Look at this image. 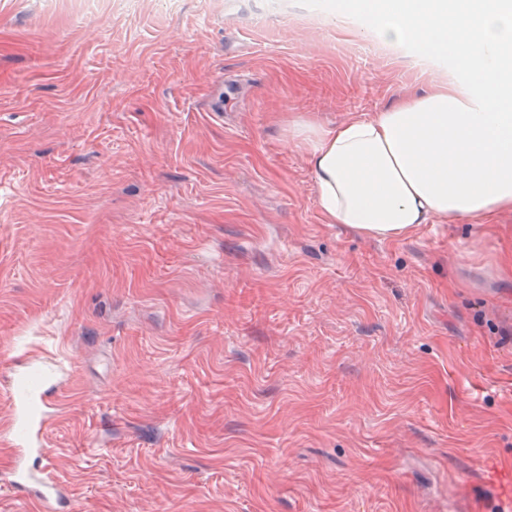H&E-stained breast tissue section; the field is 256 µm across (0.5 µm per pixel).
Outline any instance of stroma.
Returning <instances> with one entry per match:
<instances>
[{
    "label": "stroma",
    "instance_id": "obj_1",
    "mask_svg": "<svg viewBox=\"0 0 512 512\" xmlns=\"http://www.w3.org/2000/svg\"><path fill=\"white\" fill-rule=\"evenodd\" d=\"M323 6L0 0V473L31 364L73 512H460L512 454V211L326 222L289 120L428 75Z\"/></svg>",
    "mask_w": 512,
    "mask_h": 512
}]
</instances>
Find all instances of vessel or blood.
<instances>
[{
	"mask_svg": "<svg viewBox=\"0 0 512 512\" xmlns=\"http://www.w3.org/2000/svg\"><path fill=\"white\" fill-rule=\"evenodd\" d=\"M57 375L45 365L29 369L8 389L13 417L8 443L17 451L16 460L0 486L23 498L38 502L44 512H69L71 505L61 484L51 477L45 448L46 409L56 387ZM484 482L491 490L512 491V458L498 459Z\"/></svg>",
	"mask_w": 512,
	"mask_h": 512,
	"instance_id": "b4317fda",
	"label": "vessel or blood"
}]
</instances>
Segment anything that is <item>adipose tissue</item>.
<instances>
[{"mask_svg":"<svg viewBox=\"0 0 512 512\" xmlns=\"http://www.w3.org/2000/svg\"><path fill=\"white\" fill-rule=\"evenodd\" d=\"M389 45L448 58L447 78L337 125L293 119L321 211L377 239L512 209V0H343Z\"/></svg>","mask_w":512,"mask_h":512,"instance_id":"1","label":"adipose tissue"}]
</instances>
